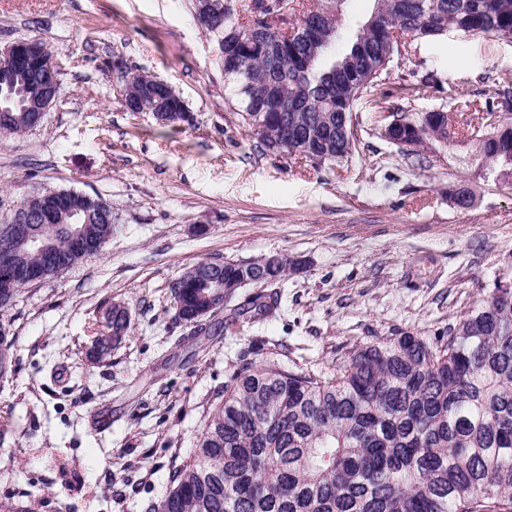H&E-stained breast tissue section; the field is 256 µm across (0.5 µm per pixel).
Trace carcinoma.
Returning <instances> with one entry per match:
<instances>
[{
  "label": "carcinoma",
  "instance_id": "carcinoma-1",
  "mask_svg": "<svg viewBox=\"0 0 512 512\" xmlns=\"http://www.w3.org/2000/svg\"><path fill=\"white\" fill-rule=\"evenodd\" d=\"M350 0H317L294 26L295 0H271L249 17L245 0H213L217 41L230 103L271 152L316 165L352 158L342 131L357 142L356 113L380 112L383 72L407 38L436 39L453 29L512 42V0H374L359 21ZM28 77L0 87L11 110L0 132L24 130ZM485 112L512 114V82L486 100ZM383 137L421 146L448 136V112L395 117ZM484 158L512 157V127L479 136ZM87 246L54 250L70 265L103 249L112 225H84ZM18 273L0 279V311L43 261L12 244ZM243 279L241 264L202 260L173 284L175 317L210 305L215 284ZM277 299L256 295L235 315H267ZM95 359L111 355L130 326L114 305ZM14 336L0 320V381L15 372ZM146 512H512V297L491 292L448 333H401L356 349L323 378L276 359H240L224 395L212 404L192 455L173 461Z\"/></svg>",
  "mask_w": 512,
  "mask_h": 512
}]
</instances>
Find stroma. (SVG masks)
Segmentation results:
<instances>
[{"label": "stroma", "instance_id": "1", "mask_svg": "<svg viewBox=\"0 0 512 512\" xmlns=\"http://www.w3.org/2000/svg\"><path fill=\"white\" fill-rule=\"evenodd\" d=\"M43 41L61 64L42 123L0 134V224L46 189L105 199L99 255L24 287L0 314L16 370L0 382V499L34 512H145L187 457L240 357L326 377L360 345L447 332L512 273V179L479 152L480 112H457L512 77V43L448 33L412 41L384 75L385 111H450L445 143L397 147L358 114L362 147L321 166L271 154L232 111L218 45L190 0H0V49ZM166 80L181 130L126 111L114 59ZM435 74L419 96L407 84ZM472 192L471 207L448 198ZM280 254L305 266L279 306L208 336L176 321L172 284L200 260ZM130 327L89 361L115 304Z\"/></svg>", "mask_w": 512, "mask_h": 512}]
</instances>
